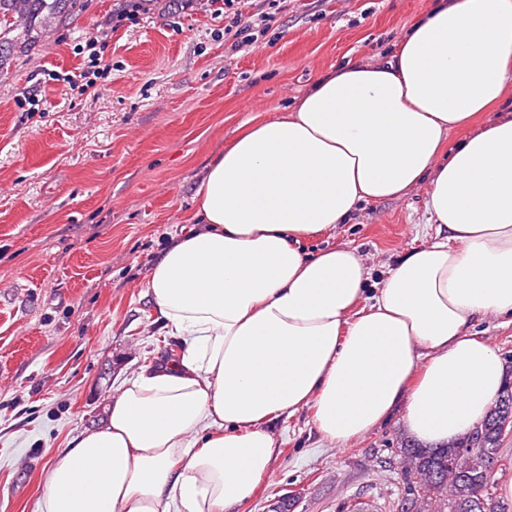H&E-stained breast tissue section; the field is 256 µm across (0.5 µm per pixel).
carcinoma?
Segmentation results:
<instances>
[{"mask_svg":"<svg viewBox=\"0 0 512 512\" xmlns=\"http://www.w3.org/2000/svg\"><path fill=\"white\" fill-rule=\"evenodd\" d=\"M83 0H0V18L19 26L0 32V74L15 54L82 10ZM512 422V386L486 419L468 436L445 449H428L402 440L399 457L403 488L394 512H507L491 482L501 460L502 423Z\"/></svg>","mask_w":512,"mask_h":512,"instance_id":"cac0c4a2","label":"carcinoma"}]
</instances>
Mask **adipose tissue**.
<instances>
[{"instance_id": "adipose-tissue-1", "label": "adipose tissue", "mask_w": 512, "mask_h": 512, "mask_svg": "<svg viewBox=\"0 0 512 512\" xmlns=\"http://www.w3.org/2000/svg\"><path fill=\"white\" fill-rule=\"evenodd\" d=\"M511 89L512 0H438L386 60L247 120L146 276L178 356L49 452L40 512H235L277 457L269 423L306 407L340 446L398 408L421 444L470 432L507 371L469 324L512 313V116L475 118ZM422 183L436 238L380 281L357 247L302 250Z\"/></svg>"}]
</instances>
